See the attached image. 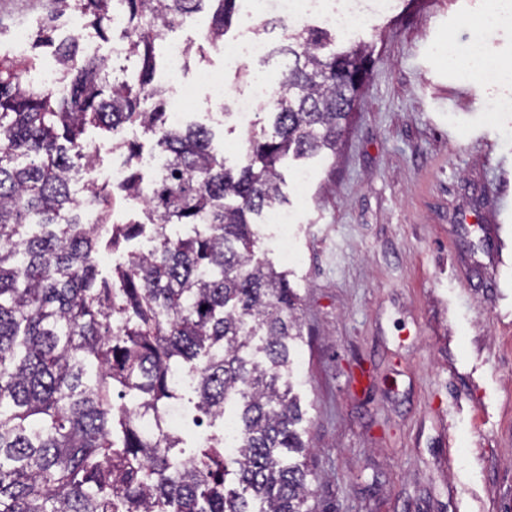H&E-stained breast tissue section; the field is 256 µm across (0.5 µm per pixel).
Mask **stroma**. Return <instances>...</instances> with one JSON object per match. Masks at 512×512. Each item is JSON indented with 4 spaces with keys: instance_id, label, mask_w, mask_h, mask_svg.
I'll list each match as a JSON object with an SVG mask.
<instances>
[{
    "instance_id": "35a3bbf8",
    "label": "stroma",
    "mask_w": 512,
    "mask_h": 512,
    "mask_svg": "<svg viewBox=\"0 0 512 512\" xmlns=\"http://www.w3.org/2000/svg\"><path fill=\"white\" fill-rule=\"evenodd\" d=\"M494 7L395 0L337 32V46H376L354 122L335 158L281 168L313 512H512V232L496 261L484 231L512 205V112L497 108L512 85L435 52ZM49 9L0 0V57ZM208 74L248 90L219 50L191 56L184 121L209 128L233 167L248 129L210 98Z\"/></svg>"
}]
</instances>
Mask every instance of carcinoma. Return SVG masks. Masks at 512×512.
<instances>
[{
	"label": "carcinoma",
	"mask_w": 512,
	"mask_h": 512,
	"mask_svg": "<svg viewBox=\"0 0 512 512\" xmlns=\"http://www.w3.org/2000/svg\"><path fill=\"white\" fill-rule=\"evenodd\" d=\"M39 43L54 48L67 92L23 80L33 60L0 58V512H311L303 412L291 381L301 341L288 273L257 257V224L286 203L282 162L336 157L375 63L367 42L336 48L325 28L288 32L271 129L225 165L209 129L171 126L155 80L156 42L210 6L206 57L224 44L237 0H51ZM68 9L126 24L132 76L111 72L74 38ZM87 125L139 126L163 159L149 184L126 167L118 186L144 219L103 241L74 189L93 162ZM96 223L113 191L89 194ZM149 247L98 279V255L145 234ZM192 378L198 423L229 419L237 450L211 434L187 453L161 414ZM156 416L157 432L140 417Z\"/></svg>",
	"instance_id": "carcinoma-1"
}]
</instances>
